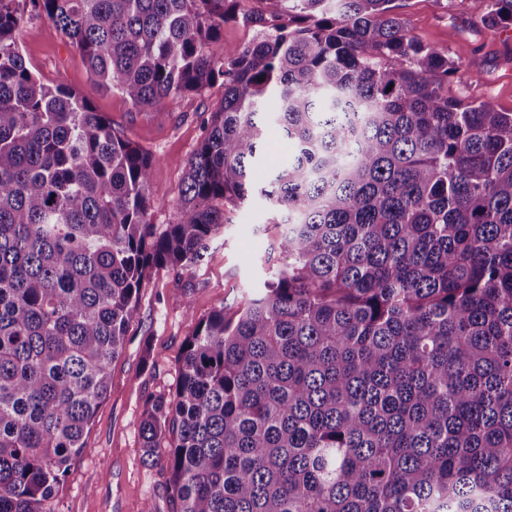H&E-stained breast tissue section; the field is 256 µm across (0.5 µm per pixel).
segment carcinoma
Here are the masks:
<instances>
[{"mask_svg":"<svg viewBox=\"0 0 512 512\" xmlns=\"http://www.w3.org/2000/svg\"><path fill=\"white\" fill-rule=\"evenodd\" d=\"M29 2L102 91L224 98L154 224L156 159L31 71L0 0V512H54L148 271L257 195L290 262L199 319L140 418L174 512H512V112L449 97L466 64L396 0ZM272 127L295 153L258 187ZM256 29L242 23L229 22L224 24V44L233 47H244L252 43Z\"/></svg>","mask_w":512,"mask_h":512,"instance_id":"obj_1","label":"carcinoma"}]
</instances>
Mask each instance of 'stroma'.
<instances>
[{
    "label": "stroma",
    "mask_w": 512,
    "mask_h": 512,
    "mask_svg": "<svg viewBox=\"0 0 512 512\" xmlns=\"http://www.w3.org/2000/svg\"><path fill=\"white\" fill-rule=\"evenodd\" d=\"M19 8V44L32 70L48 84L86 96L117 132L155 156L152 221L177 223L185 162L224 95L222 85L183 95L160 109L134 107L118 92L95 88L78 52L51 21L32 11L29 0H21ZM398 12L416 40L447 48L450 56L467 62V74L449 80V96L465 103L488 99L498 111L512 112V42L493 41L472 23L476 0H401ZM270 218L259 198L243 208L225 206L224 228L200 265L152 272L140 293L139 317L111 365L108 394L81 454L70 464L56 512H144L148 506L173 512L166 472L142 459L139 419L149 397L172 393L177 360L198 317L220 306L234 312L252 289L287 264L278 246L282 228Z\"/></svg>",
    "instance_id": "1"
}]
</instances>
